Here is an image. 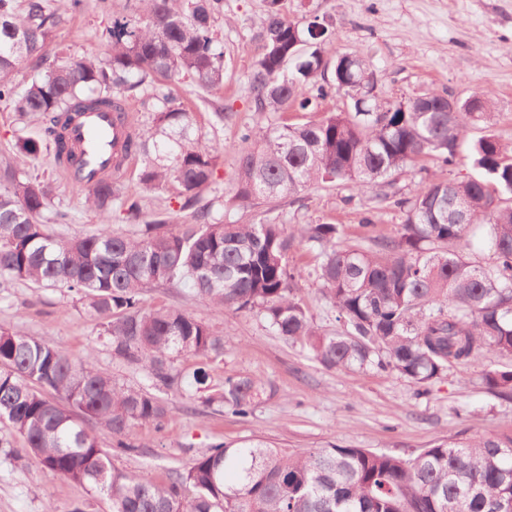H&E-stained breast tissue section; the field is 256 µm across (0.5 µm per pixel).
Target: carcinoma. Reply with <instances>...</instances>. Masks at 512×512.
<instances>
[{
  "label": "carcinoma",
  "mask_w": 512,
  "mask_h": 512,
  "mask_svg": "<svg viewBox=\"0 0 512 512\" xmlns=\"http://www.w3.org/2000/svg\"><path fill=\"white\" fill-rule=\"evenodd\" d=\"M279 3L268 0L262 52L249 78L256 111H307L341 91L350 104L318 121L245 134L225 206H272L320 182L372 191L405 215L390 236L374 235L375 225L364 220V239L378 250L343 243L336 224L210 219L212 203L202 195L223 145L195 137L193 117L174 106L170 84L187 79L208 93L224 87L214 30L223 0H103L112 17L110 56L50 65L21 92L14 81L20 65L45 63L64 13L79 11L82 0H61L60 9L27 0L22 12L16 0H0V102L43 119V145L56 163L76 164L66 139L75 113L108 109L132 125L131 92L149 83L158 101L154 125L133 132L131 142L147 158L140 182L150 191L175 183L195 207L194 222L175 231L163 215L141 221L138 202L126 200V221L141 223L136 236L110 226L78 237L52 234L38 221L50 185L18 177V165L38 151L26 141L14 163L0 164V287L28 281L68 288L102 319L112 357L144 370L152 387L178 386L186 377L195 392L208 393L205 404L239 417L252 413L267 385L250 376L213 384L224 339L179 308H143L144 289L187 283L205 304L257 310L327 369L374 366L428 385L450 364L488 358L485 386L511 394L512 366L501 361L512 359V150L489 132L466 137L468 127L492 122L491 92L457 101L453 112L445 91L429 94L425 107L414 99L384 104L357 52L336 59L333 80L320 83L321 45L332 33L316 19H289ZM427 155L450 172L465 161L472 172L394 198L390 177ZM116 199L114 179L87 189V206L106 221ZM298 240L319 258L313 274L336 309L334 333L312 325L296 293L304 272L289 264V253ZM473 240L493 253V263L481 261ZM181 357L194 360L186 375L176 367ZM170 413L151 387L117 383L91 354L74 360L49 339L0 328V421L50 473L106 494L112 512H506L512 505V439L494 436L407 458L339 445L288 453L259 439L220 443L166 483L113 465L101 434L116 442V453L135 454V429L161 427Z\"/></svg>",
  "instance_id": "obj_1"
}]
</instances>
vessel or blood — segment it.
Masks as SVG:
<instances>
[{
    "mask_svg": "<svg viewBox=\"0 0 512 512\" xmlns=\"http://www.w3.org/2000/svg\"><path fill=\"white\" fill-rule=\"evenodd\" d=\"M129 132L128 124L120 123L109 111L88 110L74 115L67 139L84 166L81 172L71 173L72 182L87 188L102 175L127 171L133 162L132 155L123 151Z\"/></svg>",
    "mask_w": 512,
    "mask_h": 512,
    "instance_id": "1",
    "label": "vessel or blood"
}]
</instances>
